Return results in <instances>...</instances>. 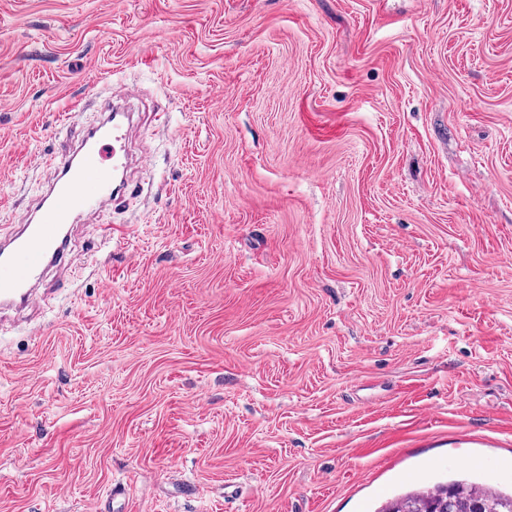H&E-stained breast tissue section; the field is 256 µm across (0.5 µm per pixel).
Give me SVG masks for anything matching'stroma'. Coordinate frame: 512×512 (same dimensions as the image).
I'll return each instance as SVG.
<instances>
[{
    "instance_id": "1",
    "label": "stroma",
    "mask_w": 512,
    "mask_h": 512,
    "mask_svg": "<svg viewBox=\"0 0 512 512\" xmlns=\"http://www.w3.org/2000/svg\"><path fill=\"white\" fill-rule=\"evenodd\" d=\"M121 85L137 196L0 313V512L511 491L512 0H0V225Z\"/></svg>"
}]
</instances>
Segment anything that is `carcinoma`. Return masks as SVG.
Segmentation results:
<instances>
[{"mask_svg": "<svg viewBox=\"0 0 512 512\" xmlns=\"http://www.w3.org/2000/svg\"><path fill=\"white\" fill-rule=\"evenodd\" d=\"M378 512H512V493L452 481L398 496Z\"/></svg>", "mask_w": 512, "mask_h": 512, "instance_id": "cac0c4a2", "label": "carcinoma"}]
</instances>
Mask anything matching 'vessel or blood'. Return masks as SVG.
<instances>
[{
	"label": "vessel or blood",
	"mask_w": 512,
	"mask_h": 512,
	"mask_svg": "<svg viewBox=\"0 0 512 512\" xmlns=\"http://www.w3.org/2000/svg\"><path fill=\"white\" fill-rule=\"evenodd\" d=\"M129 121L128 113L109 109L76 145L49 157L53 181L12 232L0 239V310L32 305L44 273L61 263L68 248L65 225L124 201L128 182L121 174L129 165Z\"/></svg>",
	"instance_id": "1"
}]
</instances>
